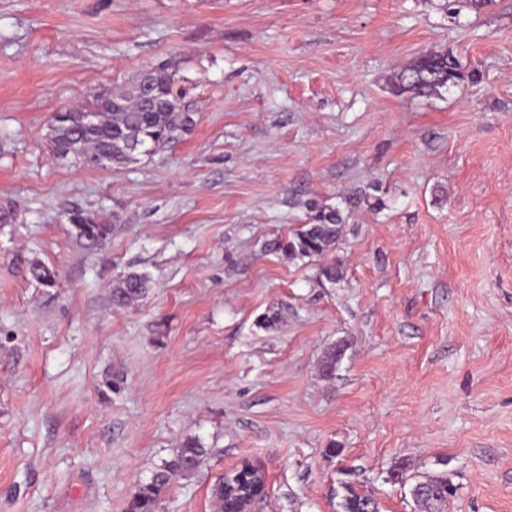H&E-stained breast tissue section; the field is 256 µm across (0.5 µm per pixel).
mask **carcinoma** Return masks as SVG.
Masks as SVG:
<instances>
[{
    "label": "carcinoma",
    "instance_id": "obj_1",
    "mask_svg": "<svg viewBox=\"0 0 512 512\" xmlns=\"http://www.w3.org/2000/svg\"><path fill=\"white\" fill-rule=\"evenodd\" d=\"M463 78L461 63L455 56L446 51H428L395 73L394 86L400 93L431 96ZM186 83L188 80L177 77L175 71L155 69L120 91L101 93L79 109L55 113L49 125L55 155H72L80 160L107 156L110 163L122 165L136 154L131 148L133 142L160 148L175 141L194 125L193 113L183 104L189 91ZM86 112L97 114L91 125L83 118ZM309 209V223L301 225L291 237L274 241L273 247L290 256L320 260L319 277L334 283L343 278V271L336 260L329 261L327 256L335 251L345 220L337 208L311 204ZM66 219L71 237L87 250L99 248L112 235V225L99 222L97 216L83 210L68 211ZM27 274L45 288L56 286L54 271L41 263L30 264ZM147 292V277L129 272L112 289V303L123 307L144 298ZM344 352L339 345L326 352L322 360L324 376L334 375ZM208 455L209 449L198 439H185L169 459L137 484L128 512H158L172 478L194 474ZM341 488V512H380L378 500L357 491L353 483L345 481ZM455 491L445 472L416 480L409 489L418 512H445Z\"/></svg>",
    "mask_w": 512,
    "mask_h": 512
}]
</instances>
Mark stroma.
<instances>
[{"label": "stroma", "mask_w": 512, "mask_h": 512, "mask_svg": "<svg viewBox=\"0 0 512 512\" xmlns=\"http://www.w3.org/2000/svg\"><path fill=\"white\" fill-rule=\"evenodd\" d=\"M444 3L0 0V512H126L188 437L209 458L160 512H216L244 460L253 512H339L345 480L416 512L400 468L448 473L446 512H512V0ZM431 50L464 79L397 93ZM150 68L189 80L190 133L53 155L54 113ZM312 202L346 219L334 283L270 248ZM72 208L111 224L100 248ZM130 271L150 291L115 306ZM66 219L70 224L71 237L87 250L98 249L112 234L111 224H103L97 216L83 210H69ZM247 463H250L252 466H254V467H256L258 469L257 477L260 480L259 484L263 485V493L258 495V496L252 497L251 490L250 489H245L244 483H240V484H237V485L234 486L235 480L238 478L237 472L242 467H244V465L247 464ZM226 477L229 480V484H228L229 488L232 489L234 487V491H235L234 495H236L237 497H240L243 500L241 505H240V509L237 512H252L253 511L252 510L253 509V505L255 504V501L258 498H260L264 494V492L266 490L267 478H266L265 472L262 470V468H260L257 465H254L253 463H251L248 460L241 461L235 467H232V468H230L228 470H225L224 471V478L223 477H219L214 482V484L212 485V488H211V494H212V497H213V500H214V504H215L216 509H217L216 511H218V512H224V490H225V485H226V480H225ZM259 484H257L255 486L254 490L259 488ZM240 487H242L243 489H239Z\"/></svg>", "instance_id": "35a3bbf8"}]
</instances>
